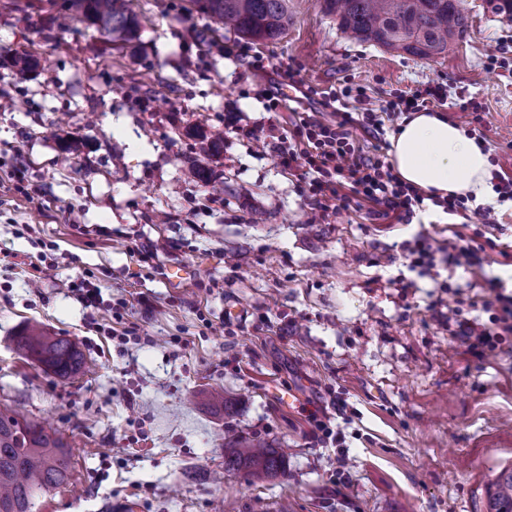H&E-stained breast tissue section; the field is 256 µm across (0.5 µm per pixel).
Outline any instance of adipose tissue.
Returning a JSON list of instances; mask_svg holds the SVG:
<instances>
[{"instance_id": "obj_1", "label": "adipose tissue", "mask_w": 512, "mask_h": 512, "mask_svg": "<svg viewBox=\"0 0 512 512\" xmlns=\"http://www.w3.org/2000/svg\"><path fill=\"white\" fill-rule=\"evenodd\" d=\"M390 143L389 160L403 182L429 195L492 201L489 151L441 114L415 112L403 118Z\"/></svg>"}]
</instances>
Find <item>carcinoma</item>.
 Instances as JSON below:
<instances>
[{"mask_svg": "<svg viewBox=\"0 0 512 512\" xmlns=\"http://www.w3.org/2000/svg\"><path fill=\"white\" fill-rule=\"evenodd\" d=\"M131 0H62L60 9L87 23L115 47L139 39V22ZM300 0H190L213 23L230 27L252 41L279 38L292 21ZM328 14L354 38L401 50L422 59L444 57L462 39L467 16L462 0H324ZM24 75L38 61L27 53L11 60ZM16 349L60 378L81 372L84 356L78 345L51 336L38 326L15 337ZM285 452L259 440H230L224 468H245L257 476L285 471ZM73 462L62 433L49 430L21 411L0 406V512H36V498L70 484ZM486 512H512V468L492 483Z\"/></svg>", "mask_w": 512, "mask_h": 512, "instance_id": "1", "label": "carcinoma"}]
</instances>
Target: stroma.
<instances>
[{
  "instance_id": "stroma-1",
  "label": "stroma",
  "mask_w": 512,
  "mask_h": 512,
  "mask_svg": "<svg viewBox=\"0 0 512 512\" xmlns=\"http://www.w3.org/2000/svg\"><path fill=\"white\" fill-rule=\"evenodd\" d=\"M187 6L132 0L140 38L116 48L51 26L43 0H0V53L40 61L24 79L0 67V405L58 429L74 462L40 512H485L512 465V336L468 347L490 326V279L512 295V202L493 224L355 206L315 224L295 172L224 117H261L289 84L285 119L331 121L325 91L439 82L481 102L474 135L512 177V77L486 64L512 20L463 0L464 37L428 60L348 38L304 0L280 38L228 57L239 34L199 45ZM197 166L209 181L187 177ZM418 233L465 239L481 262L412 272L402 244ZM87 280L136 340L96 324L75 293ZM35 324L80 347V374L15 351ZM214 388L224 408L199 399ZM312 412L339 441L311 437ZM228 431L287 449L284 474L225 471Z\"/></svg>"
}]
</instances>
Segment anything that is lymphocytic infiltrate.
Returning <instances> with one entry per match:
<instances>
[{"mask_svg": "<svg viewBox=\"0 0 512 512\" xmlns=\"http://www.w3.org/2000/svg\"><path fill=\"white\" fill-rule=\"evenodd\" d=\"M349 99L361 104L358 115L344 112L336 122L308 116L288 131L280 126V102L271 96L267 99V117L248 124L239 114L230 126L265 143L276 153L284 169L298 172L304 182L302 193L315 223H324L336 212L349 209L361 200L374 205V217L391 216L404 224L411 221L416 211L424 210L428 205L440 208L448 215L463 217L470 213L481 223H494L493 206L479 205L471 209L463 197H425L416 187L399 179L384 156L361 155L349 131L350 126L355 125L378 139L385 134L386 120L398 119L430 105L476 113L482 109L480 102L461 92L449 95L446 86L429 83L375 101L370 100L360 86L344 87L334 97L335 102L341 104ZM483 306L491 314L492 326L470 345L471 352L480 355L493 351L497 340L512 335V297L497 293L486 298Z\"/></svg>", "mask_w": 512, "mask_h": 512, "instance_id": "obj_1", "label": "lymphocytic infiltrate"}]
</instances>
